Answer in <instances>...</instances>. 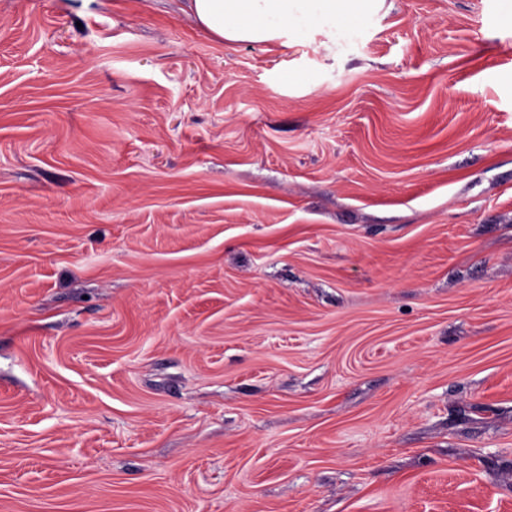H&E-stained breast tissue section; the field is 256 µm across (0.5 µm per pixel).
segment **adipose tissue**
I'll use <instances>...</instances> for the list:
<instances>
[{
	"label": "adipose tissue",
	"instance_id": "adipose-tissue-1",
	"mask_svg": "<svg viewBox=\"0 0 512 512\" xmlns=\"http://www.w3.org/2000/svg\"><path fill=\"white\" fill-rule=\"evenodd\" d=\"M370 0H187L198 23L219 40L275 43L366 18Z\"/></svg>",
	"mask_w": 512,
	"mask_h": 512
}]
</instances>
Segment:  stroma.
<instances>
[{"label": "stroma", "mask_w": 512, "mask_h": 512, "mask_svg": "<svg viewBox=\"0 0 512 512\" xmlns=\"http://www.w3.org/2000/svg\"><path fill=\"white\" fill-rule=\"evenodd\" d=\"M0 512H512V0H0ZM198 23L220 41L280 42L288 30L299 36L336 30V18L357 23L372 0H185Z\"/></svg>", "instance_id": "obj_1"}]
</instances>
